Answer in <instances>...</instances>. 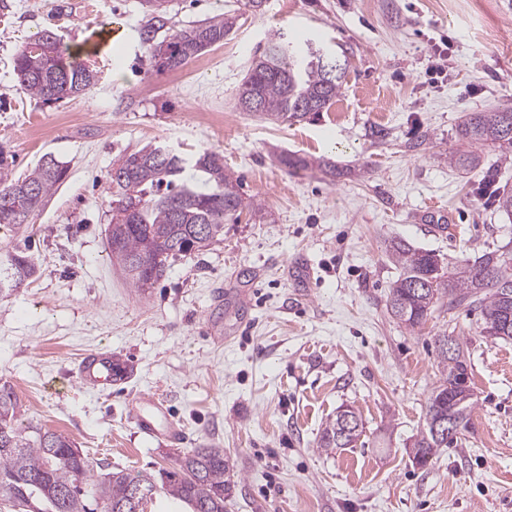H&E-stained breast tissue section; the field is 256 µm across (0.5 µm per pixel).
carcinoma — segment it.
<instances>
[{"label": "carcinoma", "mask_w": 512, "mask_h": 512, "mask_svg": "<svg viewBox=\"0 0 512 512\" xmlns=\"http://www.w3.org/2000/svg\"><path fill=\"white\" fill-rule=\"evenodd\" d=\"M151 18L141 31L149 47V63L176 70L206 49L224 42L236 18L217 15L168 38L158 39L167 25L165 3L143 0ZM22 43L14 57L19 89L43 103H56L95 83V75L61 49L57 38L41 34ZM322 48L297 43L288 34H273L256 51L238 90L242 110L272 122H300L330 109L340 94L345 69L331 74ZM512 107L473 112L459 124L457 147L448 162L464 169L483 166L487 147L498 158L512 159ZM289 170L325 166L320 159L285 155ZM67 168L52 156L43 157L27 174L15 176L13 162L0 147V229L25 224L64 181ZM108 186L117 197L106 235L110 254L124 279L143 288L164 278L182 256L220 242L224 225L235 223L245 210H260L244 197L241 182L224 170V156L203 150L186 159L162 145L125 154L112 166ZM401 273L390 285L387 310L406 328L426 324L446 303L479 311L481 334L512 341V251L497 248L480 255L445 262L431 250L402 240L387 248ZM37 267L23 251L0 261V296L31 279ZM447 336L435 340L438 379L429 392L423 426L412 443L415 463L426 466L437 450L462 439L476 405L471 386L467 340L453 338V353L444 349ZM21 406L12 389L0 386V507L8 512H124L136 480L160 482L159 489L184 503L187 512H226L231 498L229 459L222 448H186L175 467L160 478L133 476L120 469L94 476L88 457L68 438L21 422ZM446 419L458 430L455 438L434 433V422ZM363 424L355 411L336 412L320 433L316 447L327 452L358 440Z\"/></svg>", "instance_id": "cac0c4a2"}]
</instances>
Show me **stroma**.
<instances>
[{
  "label": "stroma",
  "instance_id": "stroma-1",
  "mask_svg": "<svg viewBox=\"0 0 512 512\" xmlns=\"http://www.w3.org/2000/svg\"><path fill=\"white\" fill-rule=\"evenodd\" d=\"M223 44L156 71L140 32L142 0H0V146L15 175L52 155L68 167L45 207L0 230V254L25 249L38 271L0 299V385L23 420L77 443L93 466L158 474L177 447L221 448L235 484L228 512H512V342L481 335L468 308H440L409 331L387 311L404 239L446 258L508 247L512 217L482 196L512 190V161L449 165L469 112L512 106V0H170L166 34L218 14ZM344 51L340 96L326 112L274 123L237 106L255 51L276 30ZM45 31L96 75L84 94L43 104L17 88L18 45ZM447 48V75L427 68ZM387 128L379 141L373 126ZM162 143L224 156L256 197L223 240L174 262L146 290L112 263L107 175L125 153ZM283 153L336 166L288 172ZM445 206L453 234L417 214ZM308 263L309 287L292 270ZM467 340L472 428L424 467L409 446L436 382V337ZM109 350L134 372L109 390L75 369ZM162 399L179 446L138 434L131 404ZM352 407L355 447H316L337 408Z\"/></svg>",
  "mask_w": 512,
  "mask_h": 512
}]
</instances>
